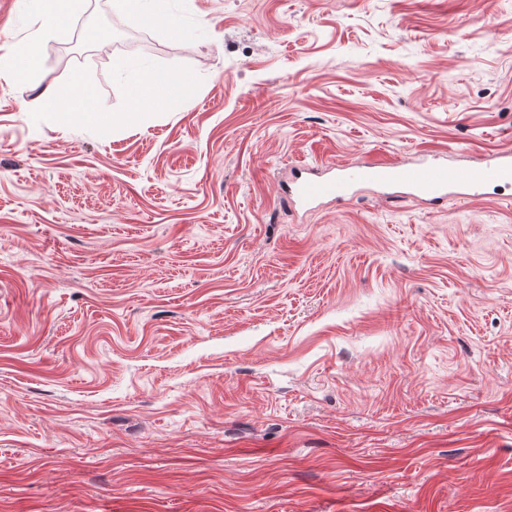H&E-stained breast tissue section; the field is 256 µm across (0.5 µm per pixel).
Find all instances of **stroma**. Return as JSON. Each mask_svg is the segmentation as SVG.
Returning a JSON list of instances; mask_svg holds the SVG:
<instances>
[{
    "label": "stroma",
    "instance_id": "stroma-1",
    "mask_svg": "<svg viewBox=\"0 0 512 512\" xmlns=\"http://www.w3.org/2000/svg\"><path fill=\"white\" fill-rule=\"evenodd\" d=\"M151 7L0 0V512H512V197L280 191L512 148V0ZM71 0H39L40 14L51 27L67 24L72 11ZM37 52V46L33 42L20 47L13 56L12 62L7 65L4 74L18 82L24 81L36 62ZM156 82L153 73L143 72L140 74V78L136 83L137 88L134 92V112H147L156 105L157 98L154 94ZM89 95L88 86L81 80H77L71 92L43 89L35 97L46 107L59 109L60 112H57V115L62 122H68L77 117L87 124H97L101 116L89 105L93 97L87 98Z\"/></svg>",
    "mask_w": 512,
    "mask_h": 512
}]
</instances>
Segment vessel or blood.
Listing matches in <instances>:
<instances>
[{
	"instance_id": "b4317fda",
	"label": "vessel or blood",
	"mask_w": 512,
	"mask_h": 512,
	"mask_svg": "<svg viewBox=\"0 0 512 512\" xmlns=\"http://www.w3.org/2000/svg\"><path fill=\"white\" fill-rule=\"evenodd\" d=\"M362 185L387 187L395 197L430 204L469 201L512 185V150L498 151L493 161L466 170L434 158L402 164L379 156L360 164L311 166L293 176L285 195L310 210L326 200H347Z\"/></svg>"
}]
</instances>
